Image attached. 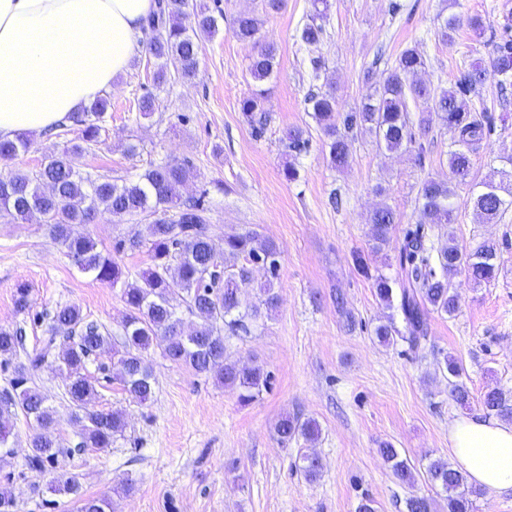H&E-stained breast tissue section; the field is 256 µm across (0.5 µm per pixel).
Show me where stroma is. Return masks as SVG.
<instances>
[{
	"label": "stroma",
	"mask_w": 512,
	"mask_h": 512,
	"mask_svg": "<svg viewBox=\"0 0 512 512\" xmlns=\"http://www.w3.org/2000/svg\"><path fill=\"white\" fill-rule=\"evenodd\" d=\"M206 2L224 18L217 34L201 42L197 76L174 74L155 86L156 64L139 51L108 91L111 108L100 144L74 163L82 175L117 183L165 160L189 163L194 175L181 194L203 198L215 246H222L231 226L277 244L276 308L249 335L228 340L232 356L262 365L271 383L244 405L235 390L169 362L153 348L148 360L155 395L141 406L120 384L115 357L102 354L87 366L98 391L96 406L123 412L126 428L112 447L81 449L65 377L55 363H46L32 384L56 411L63 451L42 470L29 469L32 428L16 417L13 453L0 459V484L19 491L18 512H74L73 496L54 490L70 474L80 475L84 494L110 499L114 512H358L366 498L377 512H406L408 497L432 489L421 479L411 486L398 483L377 453L380 442H391L422 470L428 459L451 457L449 424L482 411L486 391L512 394V211L483 223L468 186L457 188L455 222L436 229L435 243L451 239L469 251L487 241L501 243L498 274L481 285L461 271L449 275L458 310L431 314L423 356L409 355L403 342L381 346L372 331L390 311L379 303L371 280L357 273L353 256L363 253L371 269L396 277L404 232L417 221L420 183L448 177L450 135L433 125L419 138L425 148L419 158L382 150L369 130H358L352 161L339 171L328 164L307 98L331 82L341 109L349 110L380 86L411 47L425 59L421 80L435 91L448 88L472 59L491 56L490 39L512 17V0H329L323 39L314 47L299 39L312 18V0H283L275 12L265 11L262 0ZM242 12L260 16L258 40L278 49L275 72L263 84L267 123L260 130L239 108L253 87L254 46L232 33ZM452 15L480 16L484 38L463 27L453 40H441L440 29ZM315 58L322 62L317 72ZM147 90L158 103L144 119L136 104ZM474 103L506 119L472 153L473 175L480 180L497 168L499 152L512 148V115L502 114L503 104L512 105V83L490 79ZM297 126L309 137L301 152L289 150L284 139ZM76 138L73 126L40 134L28 152L0 160V173L36 171L45 156L61 153ZM288 164L297 169L296 180L285 178ZM382 203L399 222L377 251L367 217ZM22 281L31 288L32 307L25 314L14 308L15 286ZM60 304L79 306L121 345L126 308L119 288L79 270L44 225L0 216V327L22 329L24 352H35ZM447 355L462 367L467 405L449 396L448 376L440 370ZM286 413L320 425L312 448L324 468L316 481H306L297 469L300 444L281 445L274 433Z\"/></svg>",
	"instance_id": "obj_1"
}]
</instances>
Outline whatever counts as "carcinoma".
<instances>
[{
	"label": "carcinoma",
	"mask_w": 512,
	"mask_h": 512,
	"mask_svg": "<svg viewBox=\"0 0 512 512\" xmlns=\"http://www.w3.org/2000/svg\"><path fill=\"white\" fill-rule=\"evenodd\" d=\"M192 8L193 24H183L186 9ZM467 25L477 36L483 33L482 20L471 16L461 20L447 18L440 31L444 41L453 39L461 25ZM260 20L254 14H241L233 20V35L242 41L254 42L255 52L249 73L255 88L240 100V110L252 126L263 127L264 90L258 85L274 73L277 48L256 40ZM142 29L147 36L146 51L158 61L153 81L163 84L168 68L192 79L199 67L200 41L218 32V19L205 3L189 0H157L155 10ZM323 35L317 23L305 25L300 39L316 45ZM425 68L423 55L407 48L396 58L382 85L345 113L338 111L333 89L319 91L307 98L328 148L331 165L342 168L351 158L352 133L367 129L374 133L377 144L390 152H411L416 144L413 126L425 131L434 122L451 134L448 151V180L428 178L421 182L418 194V220L406 229L399 255L401 279L371 274L362 253L354 255L357 270L373 280L379 302L392 306L399 298L398 308L406 335L392 320L377 325L374 336L389 346L397 340L409 344L414 353L423 350L427 340L429 317L436 312L453 315L458 309L455 293L448 285V273L466 269L476 284L489 282L498 272L499 245L485 243L466 252L448 239L437 248L429 231L453 223L455 187L467 184L473 207L488 222L499 220L512 209V151L502 152V167L487 179H471L474 147L488 140L496 130L492 116L470 105L471 97L491 78L500 84L512 79V22L505 21L502 33L494 42L492 57L472 60L461 72L454 86L435 93L417 80ZM421 106L417 120L410 116L409 104ZM110 100L102 95L81 111L70 116L78 127V141L59 155H48L34 174L8 172L0 176V213L21 221H36L47 227L50 236L66 255L85 273L103 284L120 287L126 306L122 322L124 350L119 359L123 368L120 382L136 401L144 403L154 393L155 378L144 353L153 345L161 348L163 357L174 364L190 367L197 374L213 375L224 385L239 392V400L249 404L256 400L270 383L269 373L259 364L241 363L228 352L226 336L248 334L253 323L262 319L278 302L273 279L279 275L280 251L269 239L254 231L224 232V249L214 259L211 224L203 201L184 202L179 189L191 177L185 163L164 161L151 166L136 181L118 184L109 179L92 180L81 176L71 157L99 143L102 124ZM288 147L301 152L308 146L305 131L294 127L286 132ZM31 139L22 133L13 139L0 138V160L8 161L29 151ZM149 214L148 234H134L115 242L113 252L98 248L97 241L82 227L95 224L109 215L113 218ZM374 249L385 244L396 224L394 209L381 204L369 214ZM125 250L144 251L150 264L130 278L114 258ZM259 264L267 274L264 298L252 305L242 302V290L248 287L250 275L245 263ZM180 293L188 311L197 319L195 327L185 331L182 318L172 303V295ZM17 312L31 308L30 289L17 285L14 294ZM22 330L0 328V365L9 366L17 356ZM111 349L109 331L87 319L76 305L57 307L50 319L42 348L27 356V363L14 367L11 388L0 392V448L9 447L12 422L17 413L33 423L27 465L40 470L59 453L57 422L46 398L28 386L32 375L53 356L67 374L66 391L73 407V417L80 424L79 448H110L124 428L122 414L96 409L93 402L97 390L86 373L90 357ZM484 409L512 420V397L492 389L482 398ZM319 425L313 419L284 415L275 424V433L283 446L303 439L317 440ZM377 453L390 466L393 477L403 484L415 482L408 461L399 449L387 442ZM300 471L313 482L322 472L321 459L300 455ZM426 481L446 493L447 512H471L469 487L462 472L448 460L436 457L425 469ZM60 490L74 496L77 512H112V503L105 497L84 496L78 476L66 477ZM18 496L12 487H0V512H16ZM407 512H434V499L413 495L406 500Z\"/></svg>",
	"instance_id": "cac0c4a2"
}]
</instances>
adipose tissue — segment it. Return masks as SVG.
<instances>
[{"instance_id": "adipose-tissue-1", "label": "adipose tissue", "mask_w": 512, "mask_h": 512, "mask_svg": "<svg viewBox=\"0 0 512 512\" xmlns=\"http://www.w3.org/2000/svg\"><path fill=\"white\" fill-rule=\"evenodd\" d=\"M155 0H0V136L41 134L111 88L129 67ZM456 467L512 495V424L455 419Z\"/></svg>"}]
</instances>
